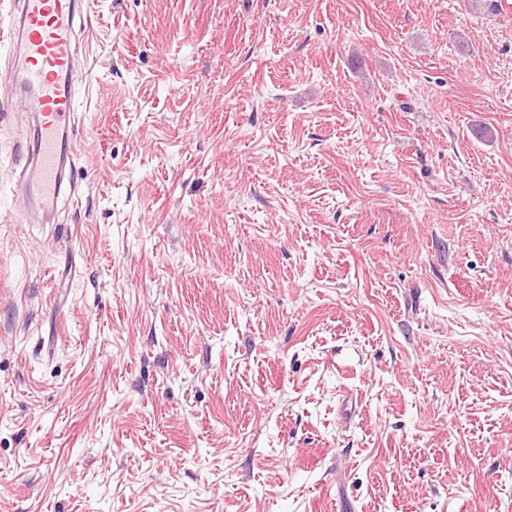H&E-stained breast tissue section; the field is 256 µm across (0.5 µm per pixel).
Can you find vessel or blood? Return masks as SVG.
<instances>
[{"label": "vessel or blood", "instance_id": "vessel-or-blood-1", "mask_svg": "<svg viewBox=\"0 0 512 512\" xmlns=\"http://www.w3.org/2000/svg\"><path fill=\"white\" fill-rule=\"evenodd\" d=\"M82 0H20V27L23 43L24 81L31 90L41 115L32 147V174L28 180L30 202L43 210L62 191L59 159L60 132L74 107L62 76L70 74L78 40L76 19L82 14Z\"/></svg>", "mask_w": 512, "mask_h": 512}]
</instances>
